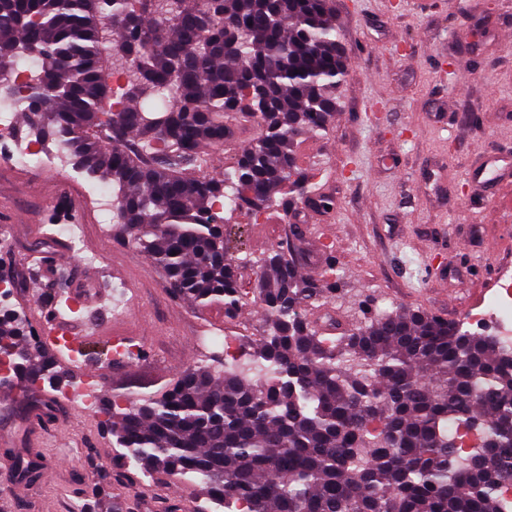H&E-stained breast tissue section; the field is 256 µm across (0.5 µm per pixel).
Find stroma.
Returning a JSON list of instances; mask_svg holds the SVG:
<instances>
[{
    "instance_id": "obj_1",
    "label": "stroma",
    "mask_w": 512,
    "mask_h": 512,
    "mask_svg": "<svg viewBox=\"0 0 512 512\" xmlns=\"http://www.w3.org/2000/svg\"><path fill=\"white\" fill-rule=\"evenodd\" d=\"M336 25L349 60L338 90L336 116L325 133L305 138L299 163L317 174L318 204L289 215L272 209L263 224L225 212L228 255H261L285 240L291 224L304 237L305 271L335 260L341 296L334 312L359 321L363 302L422 309L465 321L470 308L495 297L499 263H512V182L477 187L470 172L487 154L512 159V0H334ZM92 184L82 176L0 159V226L17 245L15 270L23 287L13 307L36 325V305L49 268L81 275L94 288L79 316L91 329L109 315L114 284H125L138 305L116 326L137 339L141 353L112 368L104 395L150 394L188 366L224 361L223 348L200 352L210 326L228 335L258 338L263 323L256 304L236 322L223 309L173 298L163 270L139 256L114 231L107 216L87 206L82 223L89 249L106 262L85 263L55 236L58 196ZM452 267L446 281L437 267ZM59 388L42 386L50 414L31 411L13 382L0 379V512H75L85 485L106 483L114 512H201L199 488L136 475L116 456L103 414L60 399L78 370L60 365ZM34 458L32 478L17 476L19 456Z\"/></svg>"
}]
</instances>
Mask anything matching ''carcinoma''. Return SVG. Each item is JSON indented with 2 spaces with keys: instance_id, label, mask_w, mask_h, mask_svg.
<instances>
[{
  "instance_id": "1",
  "label": "carcinoma",
  "mask_w": 512,
  "mask_h": 512,
  "mask_svg": "<svg viewBox=\"0 0 512 512\" xmlns=\"http://www.w3.org/2000/svg\"><path fill=\"white\" fill-rule=\"evenodd\" d=\"M157 2L0 0V71L36 64L0 103L25 116L26 140L67 146L112 190V223L171 294L234 320L239 270L257 269L258 344L239 341L220 371L191 366L154 394L101 402L121 457L193 480L228 512H512V348L419 310L351 324L323 312L340 297L335 263L305 275L296 229L261 258L225 252L224 211L315 196L296 144L328 129L348 71L332 0ZM109 58L127 64L117 113ZM252 122L259 136L223 175H195L203 149ZM30 335L0 312L17 379L59 383L56 354ZM102 492L84 487L80 512Z\"/></svg>"
}]
</instances>
